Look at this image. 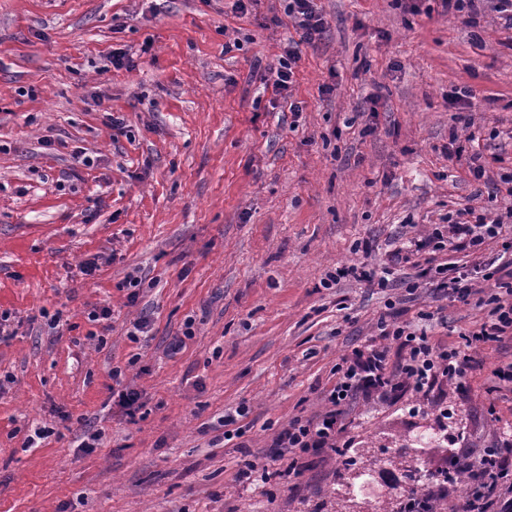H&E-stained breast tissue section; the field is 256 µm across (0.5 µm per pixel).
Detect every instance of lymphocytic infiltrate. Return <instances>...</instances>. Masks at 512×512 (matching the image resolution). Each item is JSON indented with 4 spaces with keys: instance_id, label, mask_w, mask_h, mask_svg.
<instances>
[{
    "instance_id": "obj_1",
    "label": "lymphocytic infiltrate",
    "mask_w": 512,
    "mask_h": 512,
    "mask_svg": "<svg viewBox=\"0 0 512 512\" xmlns=\"http://www.w3.org/2000/svg\"><path fill=\"white\" fill-rule=\"evenodd\" d=\"M503 221L493 212H469L467 217H452L447 231H433L410 239L409 248L419 252L429 246L450 242L455 248L478 250L485 240L498 237ZM512 266V242L503 246L497 265L470 269L467 265H439L429 270V278L437 291L453 299L467 300L473 293L474 277L486 282L490 295L489 319L464 333L463 347L437 348L426 329L411 324H398L380 318L379 337L356 347L343 356L335 372L338 379L324 397L326 409L312 418L296 417L276 437L280 456L287 467L245 464L238 478L247 483L269 485L293 482L302 475L298 459L318 450L337 451L347 431L342 417L344 407L358 395L375 394L392 397L405 389L423 394L436 382L462 378L467 369L478 365V354L485 345L512 335V301L498 294V266ZM396 343L403 356L397 366L389 364V343ZM449 469L457 471L469 485L467 495L460 499L448 496L449 482H441L428 492L407 498L402 512H432L434 503L444 501L448 512H512V448H486L475 456L451 460Z\"/></svg>"
}]
</instances>
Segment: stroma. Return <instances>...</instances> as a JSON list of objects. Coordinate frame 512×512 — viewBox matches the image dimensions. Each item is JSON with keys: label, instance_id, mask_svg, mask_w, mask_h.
<instances>
[{"label": "stroma", "instance_id": "obj_1", "mask_svg": "<svg viewBox=\"0 0 512 512\" xmlns=\"http://www.w3.org/2000/svg\"><path fill=\"white\" fill-rule=\"evenodd\" d=\"M286 6L0 0V312L15 329L0 340V512H376L341 491L362 448L400 512L390 449L437 434L434 474L512 443V390L491 376L512 362L505 338L460 382L356 398L343 457L303 455L274 495L236 481L244 462L270 464L290 420L325 410L336 363L381 317L424 322L441 347L486 320L422 276L467 252L394 253L449 214L512 209L491 190L512 171V28L487 0L467 17L442 0H313L325 31L297 44L278 94L260 77L297 43ZM350 263L393 278L325 287ZM190 317L193 338L170 353ZM116 366L142 416L113 402ZM242 405L243 435L225 438ZM38 426L53 435L25 447Z\"/></svg>", "mask_w": 512, "mask_h": 512}]
</instances>
